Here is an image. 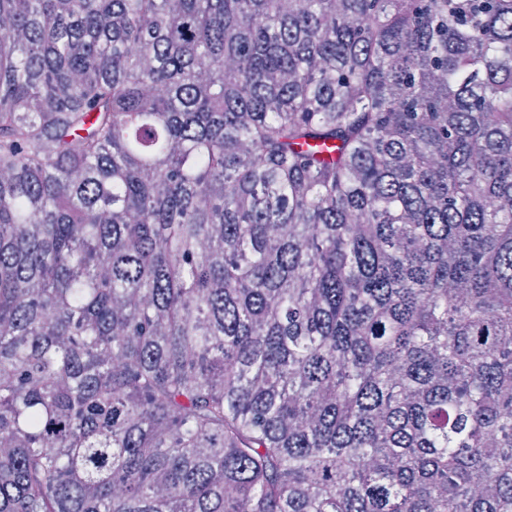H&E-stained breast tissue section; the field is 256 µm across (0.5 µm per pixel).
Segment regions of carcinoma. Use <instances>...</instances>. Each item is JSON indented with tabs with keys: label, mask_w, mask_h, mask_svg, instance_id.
<instances>
[{
	"label": "carcinoma",
	"mask_w": 512,
	"mask_h": 512,
	"mask_svg": "<svg viewBox=\"0 0 512 512\" xmlns=\"http://www.w3.org/2000/svg\"><path fill=\"white\" fill-rule=\"evenodd\" d=\"M0 512H512V0H0Z\"/></svg>",
	"instance_id": "cac0c4a2"
}]
</instances>
